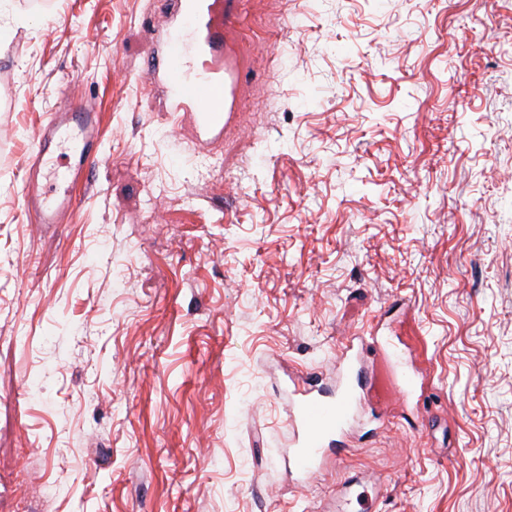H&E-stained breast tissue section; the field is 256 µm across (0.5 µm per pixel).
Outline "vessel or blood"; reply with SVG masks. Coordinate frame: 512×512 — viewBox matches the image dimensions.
I'll list each match as a JSON object with an SVG mask.
<instances>
[{
	"mask_svg": "<svg viewBox=\"0 0 512 512\" xmlns=\"http://www.w3.org/2000/svg\"><path fill=\"white\" fill-rule=\"evenodd\" d=\"M227 22L223 0H177L176 17L164 43L151 45L149 74L160 85L171 112L189 114L198 133L221 134L241 100L234 64L228 59ZM99 122L89 107L64 102L35 138L30 159L24 160L23 198L32 206L38 223H57L62 213L78 205L70 190L39 191L38 179L52 143L69 144L74 163L72 180L83 179L95 161ZM375 336L344 345L336 358L339 384L335 395L325 396L312 384L293 386L287 422L293 433L288 470L300 478L317 474L329 453L342 446L358 410L375 411L386 404L390 389L375 377L362 375L361 356ZM360 477L341 483L336 491V512H376L377 498L361 491Z\"/></svg>",
	"mask_w": 512,
	"mask_h": 512,
	"instance_id": "vessel-or-blood-1",
	"label": "vessel or blood"
}]
</instances>
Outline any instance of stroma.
Masks as SVG:
<instances>
[{"label":"stroma","mask_w":512,"mask_h":512,"mask_svg":"<svg viewBox=\"0 0 512 512\" xmlns=\"http://www.w3.org/2000/svg\"><path fill=\"white\" fill-rule=\"evenodd\" d=\"M174 0L0 16V512H512V0H224L244 49L214 143L147 74ZM101 117L75 212L21 160ZM397 326L388 428L289 479L290 380ZM99 122L97 113L89 107L74 106L69 100L57 109L48 124L42 127L35 138L30 159H23L25 181L23 184L24 202L33 207L38 224H58L59 216L73 209L80 198L68 188L62 191L38 190L41 168L45 165V155L52 143H68L73 151L74 163L69 170L73 182L83 179L84 174L95 161L92 147L98 141ZM363 487L364 483L358 476H353L338 486L336 501L327 509L336 507V512H374L378 507V496L367 495L366 490L355 492L354 487Z\"/></svg>","instance_id":"obj_1"}]
</instances>
